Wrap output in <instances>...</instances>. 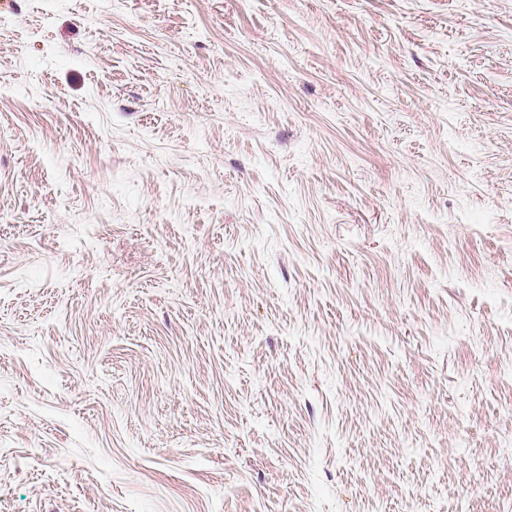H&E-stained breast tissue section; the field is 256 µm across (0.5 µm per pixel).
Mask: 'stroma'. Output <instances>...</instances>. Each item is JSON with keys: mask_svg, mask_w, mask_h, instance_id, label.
Returning <instances> with one entry per match:
<instances>
[{"mask_svg": "<svg viewBox=\"0 0 512 512\" xmlns=\"http://www.w3.org/2000/svg\"><path fill=\"white\" fill-rule=\"evenodd\" d=\"M0 512H512V0H0Z\"/></svg>", "mask_w": 512, "mask_h": 512, "instance_id": "obj_1", "label": "stroma"}]
</instances>
